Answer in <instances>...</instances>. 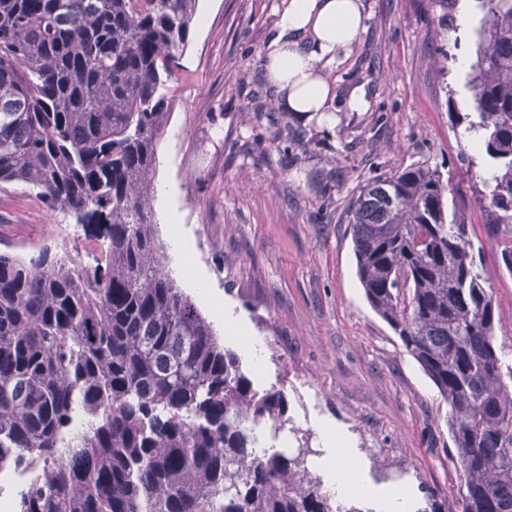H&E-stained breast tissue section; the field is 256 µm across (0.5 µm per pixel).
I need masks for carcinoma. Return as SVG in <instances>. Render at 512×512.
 I'll list each match as a JSON object with an SVG mask.
<instances>
[{
    "instance_id": "1",
    "label": "carcinoma",
    "mask_w": 512,
    "mask_h": 512,
    "mask_svg": "<svg viewBox=\"0 0 512 512\" xmlns=\"http://www.w3.org/2000/svg\"><path fill=\"white\" fill-rule=\"evenodd\" d=\"M197 0H0V181L96 226L105 266L0 254V468L15 512H335L309 449L258 455L288 422L164 272L148 192ZM470 76L512 224V0H479ZM441 173L366 183L347 218L374 310L448 403L461 512H512V366ZM25 466H14L0 470V505L9 504L12 500V490L24 482Z\"/></svg>"
}]
</instances>
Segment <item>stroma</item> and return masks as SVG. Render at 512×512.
I'll return each mask as SVG.
<instances>
[{
	"label": "stroma",
	"instance_id": "1",
	"mask_svg": "<svg viewBox=\"0 0 512 512\" xmlns=\"http://www.w3.org/2000/svg\"><path fill=\"white\" fill-rule=\"evenodd\" d=\"M362 3L357 45L324 67L330 110L307 120L287 112L262 77L281 0H198L156 152L154 230L167 252L185 239L172 275L220 343L239 353L255 388L283 391L288 421L274 447L325 456L323 429L332 426L364 482L388 489L382 474L402 469L414 508L432 494L444 512H461L448 405L366 300L347 211L369 180L420 162L439 169L448 218L468 229L501 324L497 344L512 363V275L501 261L512 226L486 230L491 171L465 121L483 12L469 0L463 21L452 6L439 38L431 0ZM358 86L367 105L356 110L348 97ZM45 247L88 269L105 260L101 241L70 215L22 184L0 182V253L28 257ZM199 272L262 341L261 364L242 355L215 305L198 299Z\"/></svg>",
	"mask_w": 512,
	"mask_h": 512
}]
</instances>
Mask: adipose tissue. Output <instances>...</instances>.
I'll use <instances>...</instances> for the list:
<instances>
[{
    "instance_id": "ef3b65f1",
    "label": "adipose tissue",
    "mask_w": 512,
    "mask_h": 512,
    "mask_svg": "<svg viewBox=\"0 0 512 512\" xmlns=\"http://www.w3.org/2000/svg\"><path fill=\"white\" fill-rule=\"evenodd\" d=\"M364 30L361 0H282L278 31L264 53L265 78L282 95L288 111L308 115L328 109L329 87L322 65L349 51ZM322 465L337 500L357 481L349 467V448L333 434Z\"/></svg>"
}]
</instances>
